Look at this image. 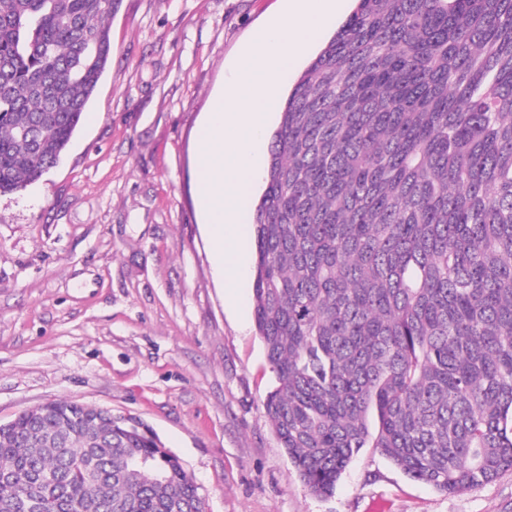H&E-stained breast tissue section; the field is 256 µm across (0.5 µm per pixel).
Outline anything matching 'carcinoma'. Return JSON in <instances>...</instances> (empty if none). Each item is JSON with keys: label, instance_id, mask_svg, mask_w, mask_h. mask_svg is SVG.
Returning <instances> with one entry per match:
<instances>
[{"label": "carcinoma", "instance_id": "obj_1", "mask_svg": "<svg viewBox=\"0 0 512 512\" xmlns=\"http://www.w3.org/2000/svg\"><path fill=\"white\" fill-rule=\"evenodd\" d=\"M121 3L0 0V193L60 162ZM251 233L262 406L314 495L363 448L446 494L512 470V0H357L288 95ZM0 512L205 502L152 433L56 399L0 430Z\"/></svg>", "mask_w": 512, "mask_h": 512}]
</instances>
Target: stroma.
<instances>
[{
	"label": "stroma",
	"mask_w": 512,
	"mask_h": 512,
	"mask_svg": "<svg viewBox=\"0 0 512 512\" xmlns=\"http://www.w3.org/2000/svg\"><path fill=\"white\" fill-rule=\"evenodd\" d=\"M287 0H122L112 57L60 163L0 194V423L65 398L139 417L206 512H512V472L454 495L375 449L313 495L262 407L275 377L253 312L255 244L224 274L194 172L197 128ZM295 56L266 116L355 9Z\"/></svg>",
	"instance_id": "1"
}]
</instances>
